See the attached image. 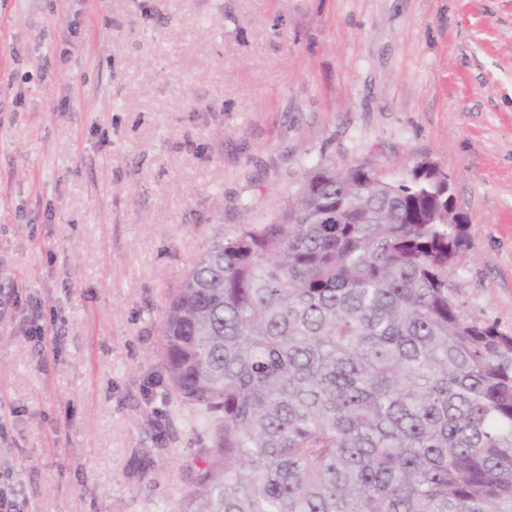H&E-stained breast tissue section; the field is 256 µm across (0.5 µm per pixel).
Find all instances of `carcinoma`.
<instances>
[{"instance_id":"obj_1","label":"carcinoma","mask_w":512,"mask_h":512,"mask_svg":"<svg viewBox=\"0 0 512 512\" xmlns=\"http://www.w3.org/2000/svg\"><path fill=\"white\" fill-rule=\"evenodd\" d=\"M442 182L317 164L213 241L158 323L213 448L177 512H512V334L464 314Z\"/></svg>"}]
</instances>
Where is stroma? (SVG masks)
Listing matches in <instances>:
<instances>
[{"instance_id":"obj_1","label":"stroma","mask_w":512,"mask_h":512,"mask_svg":"<svg viewBox=\"0 0 512 512\" xmlns=\"http://www.w3.org/2000/svg\"><path fill=\"white\" fill-rule=\"evenodd\" d=\"M422 160L467 223L458 301L512 333V0H0V474L24 512H174L211 438L163 391L166 292L315 164Z\"/></svg>"}]
</instances>
